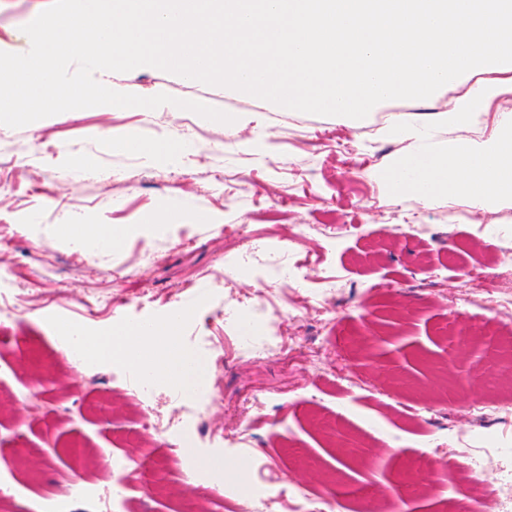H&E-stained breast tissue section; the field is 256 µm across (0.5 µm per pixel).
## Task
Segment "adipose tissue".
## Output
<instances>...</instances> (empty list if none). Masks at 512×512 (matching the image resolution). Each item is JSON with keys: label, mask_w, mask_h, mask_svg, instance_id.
<instances>
[{"label": "adipose tissue", "mask_w": 512, "mask_h": 512, "mask_svg": "<svg viewBox=\"0 0 512 512\" xmlns=\"http://www.w3.org/2000/svg\"><path fill=\"white\" fill-rule=\"evenodd\" d=\"M184 320V315L173 313L159 322L124 326L114 332L101 357L106 361L123 360L172 382L183 381L192 358L178 337Z\"/></svg>", "instance_id": "obj_1"}]
</instances>
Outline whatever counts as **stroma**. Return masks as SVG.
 <instances>
[{"mask_svg":"<svg viewBox=\"0 0 512 512\" xmlns=\"http://www.w3.org/2000/svg\"><path fill=\"white\" fill-rule=\"evenodd\" d=\"M51 0H0V51L23 53V33ZM103 81L140 96L165 92L226 112H253L258 126L224 128L186 110L86 108L23 128L0 125V261L14 272L0 301V496L12 512H44L42 490L61 477L87 481L91 495L59 498V512H170L194 496L213 512L214 490L187 492L175 483L153 498H109L102 457L139 459L141 425L123 361L76 372L59 357V330L79 325L105 336L123 324L162 320L195 308L180 328L183 346L206 343L217 395L199 421L213 448L153 437L155 458L186 451L223 459L238 476L236 502L246 506L253 481L268 480L326 501L325 512H354L347 486L389 489L367 512H463L448 491L440 463L462 455L457 427L474 402L502 381L491 335L512 333V315L475 306L460 269L481 264L486 291L512 297V204L479 221L452 222L449 207L432 208L388 195L377 170L403 154L404 142L378 133L392 112L447 110L466 92L455 80L423 100H389L352 124L336 116L289 110L234 90L189 82L153 68L106 72ZM334 128L346 155L324 147L316 131ZM191 144L181 162L150 163L111 146L109 134ZM262 134L266 145L249 143ZM86 163L67 177L68 161ZM288 197L287 209L277 202ZM383 207H376L374 199ZM179 211L161 234L136 233L160 214ZM417 211L418 222L407 219ZM208 223H198L199 213ZM332 218L335 239L317 232ZM63 224L127 228L115 248L87 252L59 232ZM251 225L241 243L237 225ZM306 235H299L302 225ZM293 240L302 254L321 255L307 278L288 292L305 305L326 276L338 278L336 319L295 323L272 317L282 350L250 362L234 360L243 312L258 295L249 268L267 243ZM154 260L146 264L143 253ZM447 276L431 270L447 265ZM488 447L500 449L484 478L512 477V404L479 424ZM427 454L436 467L416 474Z\"/></svg>","mask_w":512,"mask_h":512,"instance_id":"35a3bbf8","label":"stroma"}]
</instances>
